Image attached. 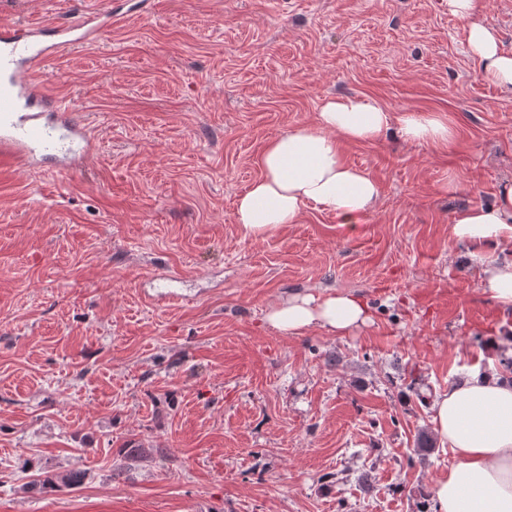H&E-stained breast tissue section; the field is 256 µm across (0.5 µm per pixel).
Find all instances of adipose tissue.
I'll list each match as a JSON object with an SVG mask.
<instances>
[{"label":"adipose tissue","mask_w":512,"mask_h":512,"mask_svg":"<svg viewBox=\"0 0 512 512\" xmlns=\"http://www.w3.org/2000/svg\"><path fill=\"white\" fill-rule=\"evenodd\" d=\"M448 9L466 22L482 78L512 88V53L482 21L478 0H448ZM393 123L409 142L437 146L452 136L448 123L433 114L395 117L375 102L345 96L327 99L314 123L270 139L259 158L260 176L236 201L235 222L244 236L263 238L280 225L300 223L309 207L356 223L374 209L379 187L345 160L342 146L376 140ZM451 232L478 247L512 240V187L496 205L460 212ZM367 319V306L353 293H294L265 315L273 329L291 336L313 327L344 335ZM432 410L435 431L455 462L433 486L431 512H512V381L494 371L473 373L441 393Z\"/></svg>","instance_id":"ef3b65f1"}]
</instances>
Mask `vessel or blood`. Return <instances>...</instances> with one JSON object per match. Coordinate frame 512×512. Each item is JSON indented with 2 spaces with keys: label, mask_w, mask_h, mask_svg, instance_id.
Instances as JSON below:
<instances>
[{
  "label": "vessel or blood",
  "mask_w": 512,
  "mask_h": 512,
  "mask_svg": "<svg viewBox=\"0 0 512 512\" xmlns=\"http://www.w3.org/2000/svg\"><path fill=\"white\" fill-rule=\"evenodd\" d=\"M114 8L57 25L51 37L40 27L0 23V171L29 166L33 156L53 150L55 132L86 140L73 110L51 98L34 78L50 56L89 42L106 31Z\"/></svg>",
  "instance_id": "vessel-or-blood-1"
}]
</instances>
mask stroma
I'll use <instances>...</instances> for the list:
<instances>
[{"label":"stroma","instance_id":"stroma-1","mask_svg":"<svg viewBox=\"0 0 512 512\" xmlns=\"http://www.w3.org/2000/svg\"><path fill=\"white\" fill-rule=\"evenodd\" d=\"M109 0H0L51 26ZM36 78L94 148L0 175V512H420L453 458L430 403L512 346V308L457 211L512 184V90L484 81L448 0H119ZM350 95L435 113L434 147L349 143L356 224L306 209L244 236L267 141ZM350 291L370 320L289 336L265 314ZM85 474L75 490L43 476ZM480 288L500 306L512 307V263L484 267Z\"/></svg>","mask_w":512,"mask_h":512}]
</instances>
